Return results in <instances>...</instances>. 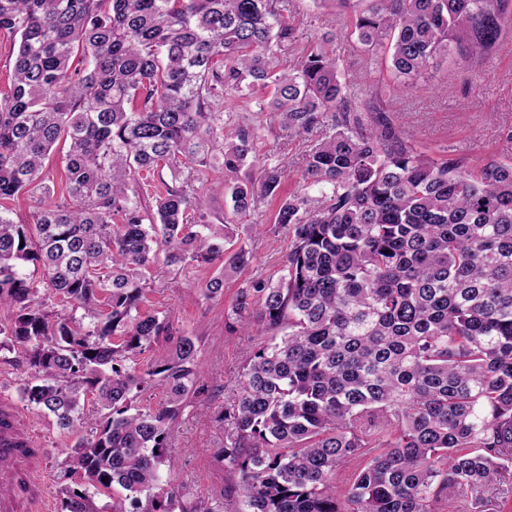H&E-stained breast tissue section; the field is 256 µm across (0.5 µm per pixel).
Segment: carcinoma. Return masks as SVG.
Here are the masks:
<instances>
[{
	"instance_id": "1",
	"label": "carcinoma",
	"mask_w": 512,
	"mask_h": 512,
	"mask_svg": "<svg viewBox=\"0 0 512 512\" xmlns=\"http://www.w3.org/2000/svg\"><path fill=\"white\" fill-rule=\"evenodd\" d=\"M509 13L512 0H368L338 34L388 53L409 90L455 46L462 64L488 55ZM0 30L19 37L0 90V350L25 351L21 400L75 439L81 484L60 489L61 512H213L172 477L169 451L205 391L198 338L142 309L145 273L160 256L222 260L202 289L213 300L253 255L224 256L228 231L205 223L185 169L224 176L207 191L231 202L226 224L280 198L291 236L283 275L250 281L225 322L263 340L219 416L224 498L246 512H479L494 486L512 504V165L439 162L388 122L364 130L331 41L279 65L273 47L294 38L280 0H0ZM257 88L290 130L331 119L303 172L317 195L281 196L249 128L224 137L217 106ZM61 141L57 189L44 167ZM246 165L257 175L239 176ZM164 168L172 182L149 204L137 176ZM22 195L31 224L9 218ZM57 297L65 308L47 309Z\"/></svg>"
}]
</instances>
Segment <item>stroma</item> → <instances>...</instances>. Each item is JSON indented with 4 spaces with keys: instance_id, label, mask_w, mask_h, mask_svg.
Here are the masks:
<instances>
[{
    "instance_id": "stroma-1",
    "label": "stroma",
    "mask_w": 512,
    "mask_h": 512,
    "mask_svg": "<svg viewBox=\"0 0 512 512\" xmlns=\"http://www.w3.org/2000/svg\"><path fill=\"white\" fill-rule=\"evenodd\" d=\"M284 15L295 39L275 49L283 65L296 62L324 34L335 31L339 21L334 9L316 7L313 0H285ZM335 47L340 71L361 79L350 87L348 96L367 129L377 130L382 120L402 127L413 148L441 162L454 158L470 168L490 160L512 165L511 25L489 58L471 60L462 68L456 63L457 53H450L406 91L399 89L385 54L368 56L352 38H337ZM224 110L225 133H233L240 125L250 127L255 156L282 168L285 193L306 192L302 179L306 157L329 135V128L309 133L288 130L277 113L260 111L253 102L228 99ZM276 209V201L258 200L233 224L234 239L248 244L253 261L242 273L225 279L220 298L208 301L201 294L215 266L173 268L160 261L147 273L145 310H174L176 326L199 339L198 363L208 391L186 408L171 448L179 461V479L215 505L222 503L221 493L228 482L223 467L214 460L223 436L217 416L232 404L237 371L257 342L256 337L228 332L225 320L239 290L250 280H275L282 274L290 237L275 224ZM28 376L22 349L0 351V397L12 403L22 433L33 436L39 450L33 460L31 492L44 499L50 512H57L59 490L67 482L64 470L71 441L60 433L53 416L30 411L21 402L19 389Z\"/></svg>"
}]
</instances>
